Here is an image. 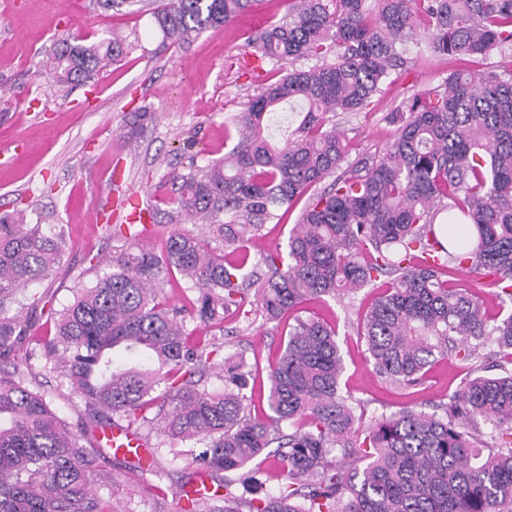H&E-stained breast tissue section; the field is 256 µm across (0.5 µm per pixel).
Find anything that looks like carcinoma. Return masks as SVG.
I'll return each mask as SVG.
<instances>
[{
  "instance_id": "obj_1",
  "label": "carcinoma",
  "mask_w": 512,
  "mask_h": 512,
  "mask_svg": "<svg viewBox=\"0 0 512 512\" xmlns=\"http://www.w3.org/2000/svg\"><path fill=\"white\" fill-rule=\"evenodd\" d=\"M255 0H175L153 17L163 36L185 43L248 12ZM429 37L454 58L498 54L491 70H457L397 107L386 152L338 175L344 137L329 115L359 112L384 82L406 69L408 43ZM250 45L262 59L291 65L237 117L239 139L224 159L173 173L171 199L187 224L207 222L209 238L181 229L156 254L138 246L112 253L95 281L57 312L46 355L85 401L89 421L70 427L23 367L31 289L55 270L63 232H43L23 211L0 214V512H118L92 488L93 456L81 441L115 420L134 433L160 420L168 438L153 444L192 456L193 482L206 477L224 494L200 492L179 512H512V440L483 453L481 417L512 432V373L479 375L455 392L443 414L404 409L362 425L341 393L336 328L298 317L269 366L263 417L251 415L254 378L242 355L222 361L224 387L206 382L221 344L202 346L187 319L221 324L249 298L268 321L304 303L383 280L358 335L379 376L402 388L421 383L437 359L479 357L489 336L512 358V312L489 324V308L459 270L487 277L500 307L512 304V0H288V14ZM126 53L120 38L64 39L51 59L62 86L93 78ZM312 59L315 64L296 67ZM303 113L294 136L278 142L270 121L286 105ZM290 231L286 254L248 269L250 244L277 211L329 177ZM177 271L196 294L184 317L159 298ZM168 408L149 413L157 401ZM274 451H267L271 445ZM287 473L276 494L242 502L238 482L255 479L261 455Z\"/></svg>"
}]
</instances>
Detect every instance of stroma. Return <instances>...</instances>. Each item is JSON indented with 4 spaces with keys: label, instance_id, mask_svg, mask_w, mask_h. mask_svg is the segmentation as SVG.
I'll return each mask as SVG.
<instances>
[{
    "label": "stroma",
    "instance_id": "obj_1",
    "mask_svg": "<svg viewBox=\"0 0 512 512\" xmlns=\"http://www.w3.org/2000/svg\"><path fill=\"white\" fill-rule=\"evenodd\" d=\"M155 0L121 12L103 10L98 0H8L0 6V213L25 209L46 226L64 229L67 245L55 272L39 283L44 309L27 340L33 353L30 381L39 384L59 415L72 424L85 417V405L68 382L46 370L43 343L55 334L54 311L73 298L79 284L96 277V264L120 249L107 223L142 221L139 243L162 253L183 222L168 206L170 175L206 167L234 146L225 130L254 95L261 81L278 79L279 63L258 62L248 36L288 12L286 0H255L236 22L209 29L180 46L162 37L154 24ZM126 37L122 59L103 68L92 82L59 88L48 62L59 39L82 35L98 41ZM406 71L359 112L332 121L343 131L345 165L382 156L395 127L389 116L404 100L443 83L460 60L411 46ZM145 109L153 118L136 136L127 124ZM118 184L129 203L106 215L100 192ZM365 288L331 299L315 311L334 322L343 356L341 391L364 421L409 408L428 413L471 378L497 375L502 368L485 343L473 361L435 363L420 385L400 388L377 375L366 360L356 328L358 316L374 299ZM249 324L226 319L223 326L189 323L195 340L223 343L224 354L243 353L257 377L286 343L287 323L265 322L253 307ZM195 465L188 458H163L159 470L133 471L130 460H102L93 477L97 488H111L118 512H178L176 491Z\"/></svg>",
    "mask_w": 512,
    "mask_h": 512
}]
</instances>
